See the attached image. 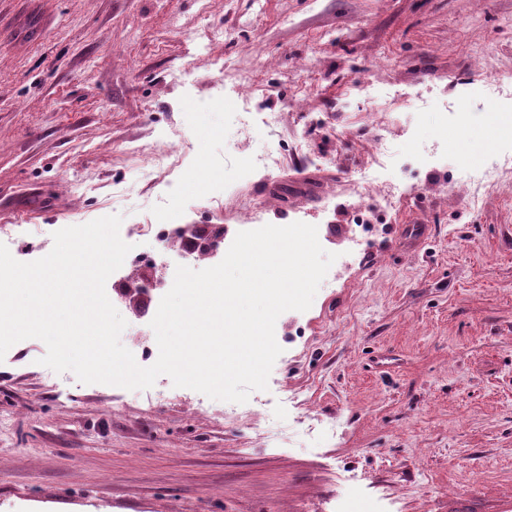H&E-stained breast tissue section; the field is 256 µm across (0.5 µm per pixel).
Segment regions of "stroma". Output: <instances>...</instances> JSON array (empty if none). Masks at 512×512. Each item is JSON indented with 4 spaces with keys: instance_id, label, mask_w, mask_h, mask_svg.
I'll return each instance as SVG.
<instances>
[{
    "instance_id": "stroma-1",
    "label": "stroma",
    "mask_w": 512,
    "mask_h": 512,
    "mask_svg": "<svg viewBox=\"0 0 512 512\" xmlns=\"http://www.w3.org/2000/svg\"><path fill=\"white\" fill-rule=\"evenodd\" d=\"M222 32V58L198 44ZM481 51L490 82L473 75ZM190 65L183 83L170 72ZM256 71L250 100L232 75ZM364 73L365 99L348 94ZM310 96L322 129L287 102ZM512 0H0V228L12 256L112 215L317 226L345 250L351 176L410 187L324 279L268 388L212 400L0 360V512H503L512 503V179L483 209L439 194L512 152ZM390 135L378 165L377 124ZM304 141L319 163L298 161ZM177 146L146 176L131 144ZM333 193L335 211L324 196Z\"/></svg>"
}]
</instances>
